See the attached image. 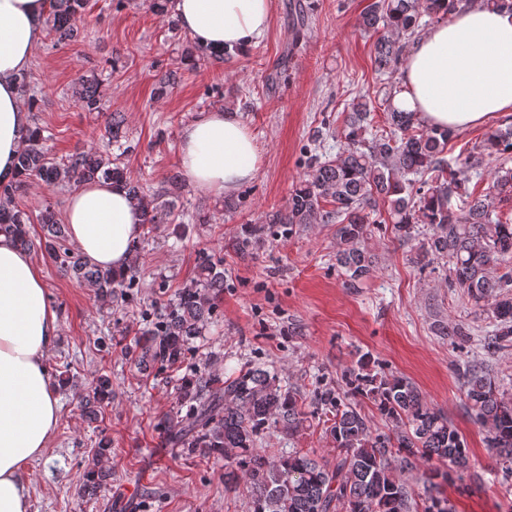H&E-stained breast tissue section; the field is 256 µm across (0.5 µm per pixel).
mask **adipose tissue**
<instances>
[{
    "instance_id": "adipose-tissue-1",
    "label": "adipose tissue",
    "mask_w": 512,
    "mask_h": 512,
    "mask_svg": "<svg viewBox=\"0 0 512 512\" xmlns=\"http://www.w3.org/2000/svg\"><path fill=\"white\" fill-rule=\"evenodd\" d=\"M50 0H0V181L15 178L30 127L20 87L43 37ZM181 27L214 51H236L264 38L271 0H174ZM395 108L452 131L512 116V0H480L424 31L399 74ZM179 164L197 191L224 197L259 171L255 139L237 111H203L188 123ZM63 218L78 252L101 268L124 271L141 232V209L120 183L83 182ZM61 327L44 274L0 235V512H28L26 467L41 457L58 420L47 360Z\"/></svg>"
}]
</instances>
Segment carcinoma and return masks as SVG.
I'll return each mask as SVG.
<instances>
[{"label":"carcinoma","instance_id":"obj_1","mask_svg":"<svg viewBox=\"0 0 512 512\" xmlns=\"http://www.w3.org/2000/svg\"><path fill=\"white\" fill-rule=\"evenodd\" d=\"M458 2L372 0L362 24L377 35V71L397 69L403 61L400 39L415 31L421 16L442 19ZM87 4L88 0H50L45 26L55 42L77 38ZM73 95L82 108L97 112L101 82L83 79ZM393 97L386 91L381 98L388 124L381 132L371 124V99L363 96L352 104L341 132L345 148L327 158L319 153L320 146H314L306 163L309 172L293 189L288 209L273 213L269 223L286 224L290 232L309 224L337 225L336 267L344 271L349 288L359 287L375 266V256L365 245L370 225L389 224L397 238L411 241L419 235L417 225L424 224L427 233L419 241L417 261L447 260L450 286L463 291L474 307L496 322L488 347L511 344L512 268L502 274L496 268L512 260V222L501 220L495 202L512 196V167L500 162L486 191L475 193L469 189L466 171L481 164L482 158L461 152L448 161V143L455 133L421 124L415 113L395 108ZM45 141L40 128L31 130L17 159V179L0 183V233L26 250L46 252L60 272L95 288L103 301L131 302L128 289L135 285L138 258L120 274L98 268L67 246L52 205L33 218L19 207L17 197L31 179L49 188L104 179L122 183L128 195L143 204L144 224L169 223L171 208L144 202L141 186L127 178L112 155L78 150L58 160L50 156ZM482 148L496 160L511 155L512 124L488 133ZM326 202L332 209H325ZM34 222L46 230L44 238L30 236ZM197 265L198 279L179 289L166 311L142 333L137 358L144 367L162 369L184 362L224 293V273L206 250L198 252ZM461 376L471 415L496 451L502 472L512 475V402L498 397L494 381L484 371L466 364ZM344 379L345 391L326 386L314 394V403L332 414L327 428L336 449L332 464L300 450L275 459L262 453L259 444L272 431L290 436L298 432L305 402L261 366L223 381L200 371L186 375L179 397L187 414L180 420L167 418L164 428L173 445L185 453L223 458L225 489H233L241 477L247 479L251 512H454L434 482L438 477L448 481L449 474H430L420 500L399 478L419 458L445 459L459 471L468 467L467 448L447 416L412 381L373 372L365 357ZM111 397L112 380L101 373L82 403L89 421L97 420L98 408ZM361 398L391 424L390 432L372 431ZM110 454L111 448L99 442L88 463L83 493L96 495L110 479L111 470L105 466Z\"/></svg>","mask_w":512,"mask_h":512}]
</instances>
